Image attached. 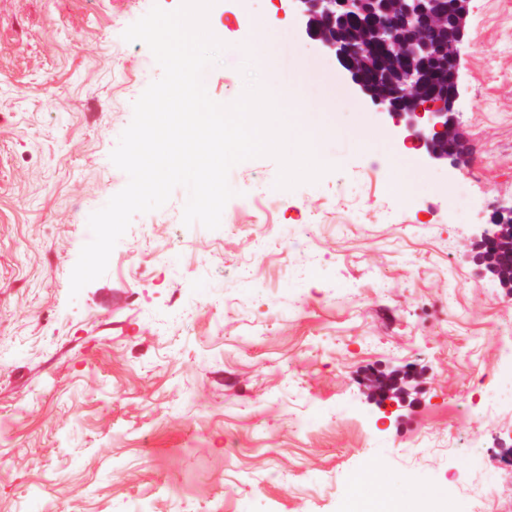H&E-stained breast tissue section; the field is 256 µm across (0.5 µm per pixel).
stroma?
I'll list each match as a JSON object with an SVG mask.
<instances>
[{"label":"stroma","instance_id":"stroma-1","mask_svg":"<svg viewBox=\"0 0 512 512\" xmlns=\"http://www.w3.org/2000/svg\"><path fill=\"white\" fill-rule=\"evenodd\" d=\"M155 2L179 4L0 0V512H343L434 486L429 512H512V293L468 260L512 205V0L469 2L458 167L406 148L285 0H216L209 26L262 45L260 80L286 66L278 105L326 127L334 169L283 190L274 158L234 166L215 230L183 224L176 188L74 296L88 217L128 181L110 154L162 75L122 38ZM245 60L206 70L213 100L242 93ZM314 63L346 108L323 109ZM370 370L410 371L404 406L377 404Z\"/></svg>","mask_w":512,"mask_h":512}]
</instances>
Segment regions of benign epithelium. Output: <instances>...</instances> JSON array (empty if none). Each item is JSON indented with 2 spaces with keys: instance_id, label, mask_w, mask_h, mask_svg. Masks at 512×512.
I'll return each mask as SVG.
<instances>
[{
  "instance_id": "benign-epithelium-1",
  "label": "benign epithelium",
  "mask_w": 512,
  "mask_h": 512,
  "mask_svg": "<svg viewBox=\"0 0 512 512\" xmlns=\"http://www.w3.org/2000/svg\"><path fill=\"white\" fill-rule=\"evenodd\" d=\"M297 22L308 38L334 55L352 82L364 95L372 96L370 77L379 76L389 65L399 70L392 92L384 99H374L377 113L385 114L399 128L403 142L414 146L431 161H456L466 152L458 133L453 104L458 95L457 54L464 36L459 28L449 44L451 73L427 75L432 88L451 83L450 91L437 97L424 96L417 89L419 71L429 50L430 30L459 15L467 16L470 0H455L448 13L436 9L437 0H289ZM367 18L375 26L378 50L366 45L342 42L341 25L356 18ZM497 223L484 225L476 240L473 261L490 273L484 249L496 244L512 217V207L497 212Z\"/></svg>"
}]
</instances>
